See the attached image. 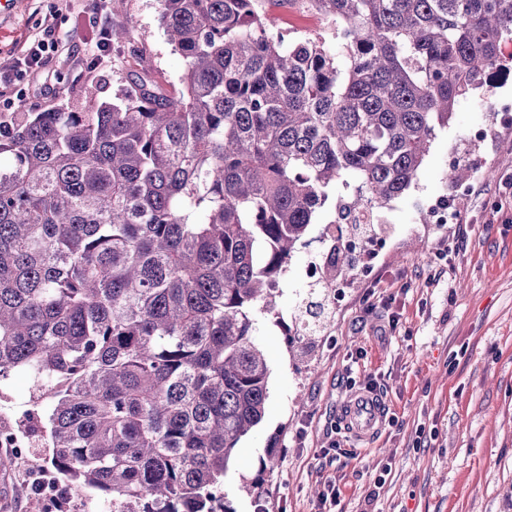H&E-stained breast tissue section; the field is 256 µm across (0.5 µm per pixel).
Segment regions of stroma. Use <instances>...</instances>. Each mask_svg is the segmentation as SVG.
<instances>
[{"mask_svg": "<svg viewBox=\"0 0 512 512\" xmlns=\"http://www.w3.org/2000/svg\"><path fill=\"white\" fill-rule=\"evenodd\" d=\"M262 9L282 28L331 37L328 20L301 6ZM127 30L126 39H111ZM52 34L62 43L29 72L14 69L22 50ZM100 65H93L94 55ZM182 58L168 42L157 0H7L0 7V112L18 103L41 112L94 93L112 101L145 77L162 92L180 88ZM482 95L458 106L439 131L411 188L388 208L387 246L373 260L370 279L355 276L343 308L330 311L307 358L294 356L286 330L304 298L302 269L320 251L332 210L308 231L282 277L279 318L260 316L257 340L270 367L262 421L239 442L224 491L236 512H315L325 481L340 495L334 512H512V223H485L482 204L512 173V123ZM488 128L468 147L465 133ZM473 169L465 187L448 180L450 154ZM447 197L460 223L423 224L425 199ZM456 236L452 261L438 260L442 239ZM396 294V333L380 336L363 312L372 286ZM376 381L387 407L378 435L361 442L338 427L349 379ZM342 451L323 456L330 441ZM278 465L261 474L268 449ZM26 465L0 471V512H70L68 502L47 509L22 496ZM264 477V500L254 504L241 478Z\"/></svg>", "mask_w": 512, "mask_h": 512, "instance_id": "35a3bbf8", "label": "stroma"}]
</instances>
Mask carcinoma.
<instances>
[{
	"mask_svg": "<svg viewBox=\"0 0 512 512\" xmlns=\"http://www.w3.org/2000/svg\"><path fill=\"white\" fill-rule=\"evenodd\" d=\"M159 0L170 96L0 113V378L33 381L48 468L112 512H235L270 368L256 313L321 210L402 196L512 42V0ZM265 13L272 18L278 27L312 33H322L327 41H332V30L328 20L322 16L305 11L301 5L275 6L266 0H260Z\"/></svg>",
	"mask_w": 512,
	"mask_h": 512,
	"instance_id": "cac0c4a2",
	"label": "carcinoma"
}]
</instances>
